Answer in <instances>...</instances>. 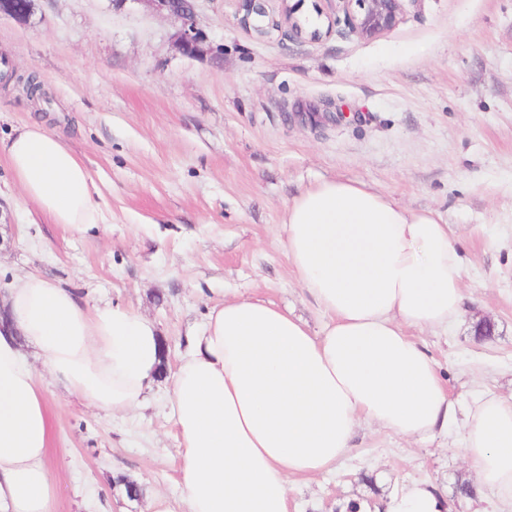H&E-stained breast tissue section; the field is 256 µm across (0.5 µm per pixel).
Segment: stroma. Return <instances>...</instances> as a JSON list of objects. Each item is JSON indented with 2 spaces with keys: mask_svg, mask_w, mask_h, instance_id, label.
<instances>
[{
  "mask_svg": "<svg viewBox=\"0 0 512 512\" xmlns=\"http://www.w3.org/2000/svg\"><path fill=\"white\" fill-rule=\"evenodd\" d=\"M232 0H197V23L221 59L174 47L178 24L136 0H34L28 22L0 17V73L37 74L49 102L0 82V205L12 214L0 250V295L39 272L92 302L152 321L176 371L188 335L233 296L324 319L299 286L280 238L300 192L361 182L454 233L467 299L448 334L417 332L458 413L483 392L512 394V0H406L395 27L363 40L320 23L263 38L239 27ZM39 122L62 135L99 191L103 223L80 235L24 205L4 145ZM492 338L476 341L481 321ZM170 380L127 415L52 388L49 464L55 512H145L125 476L179 501ZM462 428L413 443L364 423L333 473L292 483V512H382L402 482L452 492L471 479Z\"/></svg>",
  "mask_w": 512,
  "mask_h": 512,
  "instance_id": "obj_1",
  "label": "stroma"
}]
</instances>
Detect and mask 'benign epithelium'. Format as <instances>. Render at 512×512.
Masks as SVG:
<instances>
[{
	"instance_id": "7a95c632",
	"label": "benign epithelium",
	"mask_w": 512,
	"mask_h": 512,
	"mask_svg": "<svg viewBox=\"0 0 512 512\" xmlns=\"http://www.w3.org/2000/svg\"><path fill=\"white\" fill-rule=\"evenodd\" d=\"M144 2L153 13L172 18L178 23L174 35L177 50L185 56L202 58L213 54V48L205 33L198 27L196 20V0H113L121 7L126 2ZM235 18L237 23L254 31L259 36L268 33V26L261 24L269 17L270 0H236ZM336 11L343 13L344 21L361 39H371L392 28L404 11L405 0H334ZM280 17L288 21L293 29L300 33L302 28L295 20V14L303 6L301 0H280ZM34 0H0V16L6 15L19 22L31 16Z\"/></svg>"
}]
</instances>
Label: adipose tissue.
<instances>
[{"label": "adipose tissue", "instance_id": "1", "mask_svg": "<svg viewBox=\"0 0 512 512\" xmlns=\"http://www.w3.org/2000/svg\"><path fill=\"white\" fill-rule=\"evenodd\" d=\"M6 157L24 198L65 232L102 223L96 186L59 136L23 126ZM280 237L326 322L311 331L252 297L211 309L171 382L181 503L155 493L150 512H289L291 480L335 468L364 421L414 442L461 422L478 485L512 502V396L479 397L458 416L434 360L405 332L460 319L450 227L435 211L332 179L287 205ZM5 306L13 328L0 331V512H54L47 384L107 413L137 409L160 375L161 336L125 307L89 304L36 272L15 279ZM385 510L451 506L435 486L403 483Z\"/></svg>", "mask_w": 512, "mask_h": 512}]
</instances>
